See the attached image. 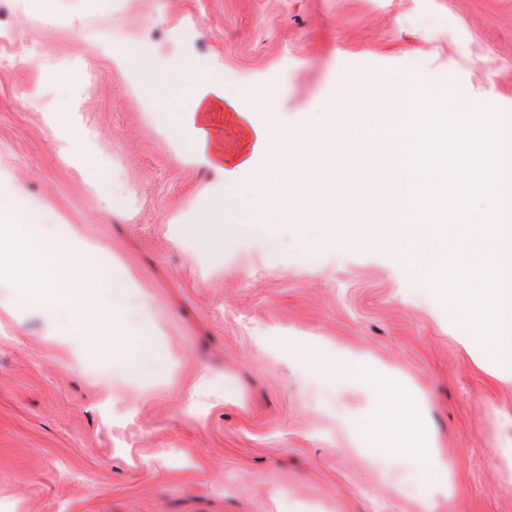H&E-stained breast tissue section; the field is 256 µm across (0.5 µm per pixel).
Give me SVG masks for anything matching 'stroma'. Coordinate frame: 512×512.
<instances>
[{
	"label": "stroma",
	"instance_id": "stroma-1",
	"mask_svg": "<svg viewBox=\"0 0 512 512\" xmlns=\"http://www.w3.org/2000/svg\"><path fill=\"white\" fill-rule=\"evenodd\" d=\"M125 48L156 69L196 60L254 120L326 141L409 70L512 114V0H0V179L13 209L98 244L109 280L90 292L118 336L87 345L65 306L16 305L0 282V512H512V386L350 211L351 146L305 163L328 218L239 222L225 182L249 169L224 176L194 160L191 129L168 133L194 78L131 93ZM52 111L93 163L63 158ZM219 203L216 241L199 217ZM124 334L151 339L147 362ZM345 349L399 370L458 494L428 497L425 468L358 444L374 394L311 366Z\"/></svg>",
	"mask_w": 512,
	"mask_h": 512
}]
</instances>
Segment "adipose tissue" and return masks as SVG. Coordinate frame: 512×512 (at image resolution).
Returning <instances> with one entry per match:
<instances>
[{
  "mask_svg": "<svg viewBox=\"0 0 512 512\" xmlns=\"http://www.w3.org/2000/svg\"><path fill=\"white\" fill-rule=\"evenodd\" d=\"M236 103L226 97L223 87L206 83L196 99L193 112L182 114L178 123L182 126L205 121L208 113L224 111L226 120L247 124L249 134L238 156L235 167L251 165L257 152H264L265 159L256 168L250 184L240 189V203L246 218L264 216L276 211L280 223L288 221V198L294 188L281 175L282 159L288 153V131L271 134L272 118L263 124L251 123L247 113L236 111ZM14 238L24 264L38 267L37 280L20 283L18 299L22 303L36 301L49 307L58 303L70 307L74 319L86 328L91 343L111 344L114 336L111 315L95 319L91 315V303L84 291L85 282L97 279L102 270L95 262L98 248L95 244L69 235L52 247H45L42 234L28 224L22 212L0 214V236ZM338 380L351 383L362 380L376 391L381 415L374 420L359 424L360 442L372 455H406L422 464L429 472L436 494L450 496L456 487L448 479V462L442 451L435 448L430 435L413 427L412 403L401 386L395 368L377 366L368 355L346 352L335 368Z\"/></svg>",
  "mask_w": 512,
  "mask_h": 512,
  "instance_id": "ef3b65f1",
  "label": "adipose tissue"
}]
</instances>
